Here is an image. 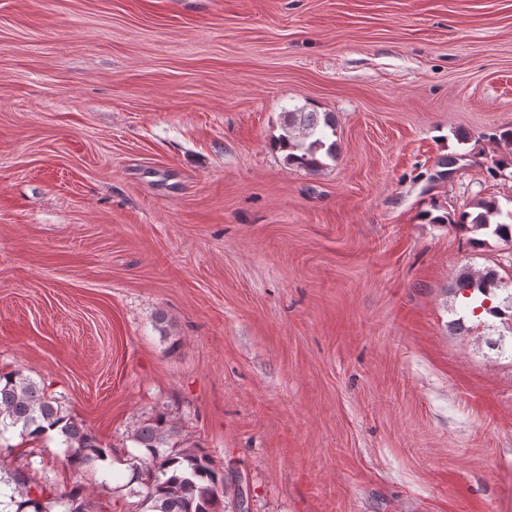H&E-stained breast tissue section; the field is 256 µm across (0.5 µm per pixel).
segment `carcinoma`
Segmentation results:
<instances>
[{
  "label": "carcinoma",
  "mask_w": 512,
  "mask_h": 512,
  "mask_svg": "<svg viewBox=\"0 0 512 512\" xmlns=\"http://www.w3.org/2000/svg\"><path fill=\"white\" fill-rule=\"evenodd\" d=\"M285 135L279 145L288 151V163L309 171L322 166L320 154L336 152V142H327L326 130L334 129L331 113L288 111L284 113ZM476 213L448 215L446 222L472 243L479 234H491L512 244V213L505 214L494 200L480 199ZM453 294L465 300L489 302L506 292L501 304L487 308L494 316L512 310V280L493 269L461 270ZM512 318V313L507 315ZM57 428L62 453L76 469H96L107 461L110 448L83 425L64 413L56 399L39 384L16 370L0 374V436L11 428L30 436L43 425ZM138 453L132 455V474L124 487L137 498V512H224L228 477L216 468L207 453L185 445L173 419L157 413L145 419L132 433ZM10 488L9 502L0 500V512H104L78 489L57 493L48 483L32 485L22 471L0 476V485Z\"/></svg>",
  "instance_id": "cac0c4a2"
}]
</instances>
